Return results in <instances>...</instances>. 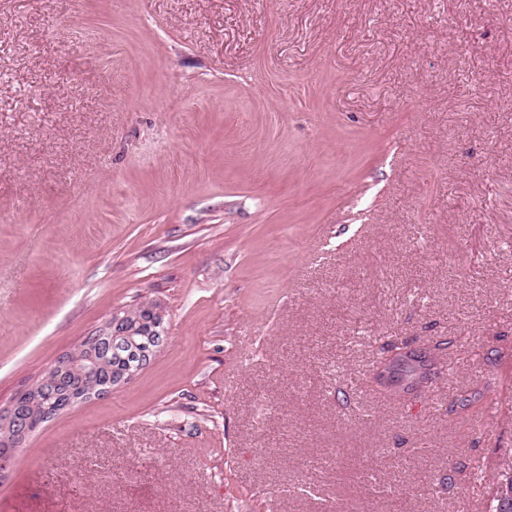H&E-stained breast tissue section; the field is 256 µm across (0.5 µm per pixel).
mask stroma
I'll return each instance as SVG.
<instances>
[{"instance_id": "stroma-1", "label": "stroma", "mask_w": 512, "mask_h": 512, "mask_svg": "<svg viewBox=\"0 0 512 512\" xmlns=\"http://www.w3.org/2000/svg\"><path fill=\"white\" fill-rule=\"evenodd\" d=\"M143 302L165 344L0 512H487L512 0H0V409ZM384 336L447 370L384 394Z\"/></svg>"}]
</instances>
